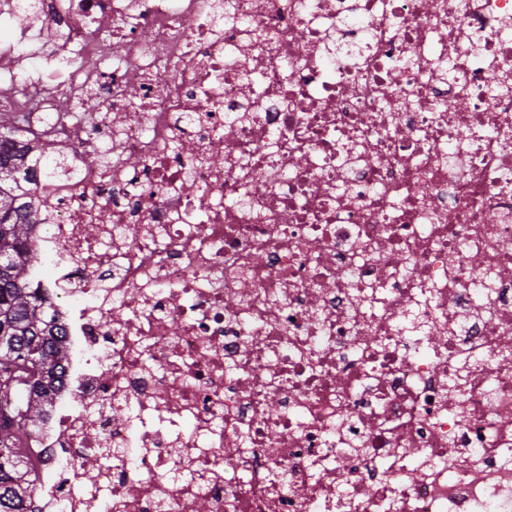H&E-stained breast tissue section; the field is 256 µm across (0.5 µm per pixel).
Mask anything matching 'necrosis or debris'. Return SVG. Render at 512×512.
<instances>
[{
    "instance_id": "necrosis-or-debris-1",
    "label": "necrosis or debris",
    "mask_w": 512,
    "mask_h": 512,
    "mask_svg": "<svg viewBox=\"0 0 512 512\" xmlns=\"http://www.w3.org/2000/svg\"><path fill=\"white\" fill-rule=\"evenodd\" d=\"M30 13L0 82L75 180L28 512H512V0Z\"/></svg>"
}]
</instances>
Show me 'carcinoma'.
<instances>
[{
    "label": "carcinoma",
    "instance_id": "cac0c4a2",
    "mask_svg": "<svg viewBox=\"0 0 512 512\" xmlns=\"http://www.w3.org/2000/svg\"><path fill=\"white\" fill-rule=\"evenodd\" d=\"M11 96L0 87V512H26L25 440L62 385L65 353L48 298L29 278L36 258L27 241L44 216L25 202L36 176L26 162L31 147L16 138ZM37 151L46 178L64 172L52 144Z\"/></svg>",
    "mask_w": 512,
    "mask_h": 512
}]
</instances>
